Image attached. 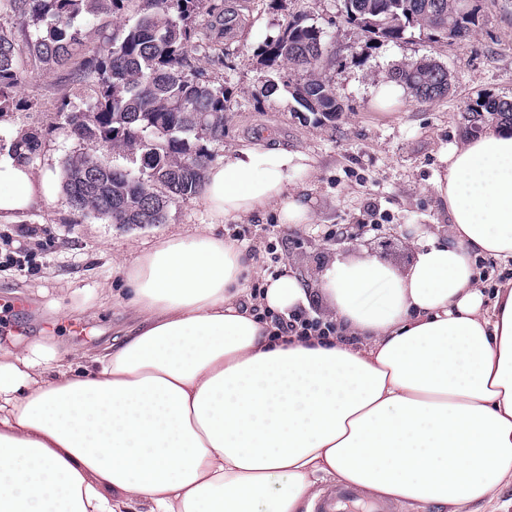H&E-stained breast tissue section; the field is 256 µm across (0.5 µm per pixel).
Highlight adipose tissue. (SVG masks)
Wrapping results in <instances>:
<instances>
[{
  "label": "adipose tissue",
  "mask_w": 512,
  "mask_h": 512,
  "mask_svg": "<svg viewBox=\"0 0 512 512\" xmlns=\"http://www.w3.org/2000/svg\"><path fill=\"white\" fill-rule=\"evenodd\" d=\"M442 237L398 269L369 253L246 286L237 242L173 235L127 262L135 324L103 352L0 351V512H312L331 479L382 503L497 512L512 482V126L443 148ZM299 151L250 144L205 175L213 223L308 224ZM55 186L0 157V221ZM326 304L338 335L273 339L254 307Z\"/></svg>",
  "instance_id": "obj_1"
}]
</instances>
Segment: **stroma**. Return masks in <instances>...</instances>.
I'll list each match as a JSON object with an SVG mask.
<instances>
[{"instance_id": "1", "label": "stroma", "mask_w": 512, "mask_h": 512, "mask_svg": "<svg viewBox=\"0 0 512 512\" xmlns=\"http://www.w3.org/2000/svg\"><path fill=\"white\" fill-rule=\"evenodd\" d=\"M473 2L478 24L462 43L435 42L415 32L401 43L373 46L344 20L340 0H255L237 52L222 57L200 52V67L232 92L224 141L210 146L214 159L271 135L313 161V173L297 181L312 199V223L281 224L272 210L246 220L251 233L245 245L257 269L267 270L271 247L281 264L311 284L320 266L364 250L402 268L414 257L406 241L409 227L440 234L447 222L433 192L440 148L468 136L466 109L477 97L512 99V0ZM300 14L313 18L338 49L330 77L344 110L333 123H314L312 115L296 111L285 92L259 94L264 69L256 47L277 35L285 19ZM425 57L448 67L449 95L432 103L408 96L397 108L377 109L376 89L390 71ZM65 93L79 106L90 90L71 84L63 69L33 73L20 90L24 108L0 121L6 139L40 136L33 167L59 187L41 208L0 222V235L37 226L53 238L36 271L0 266V327L11 332L0 347L44 344L63 357L112 345L133 324L121 298L122 262L133 252L175 234L203 230L221 236L226 230L211 223L196 199L171 207L164 224H110L73 212L60 187L63 162L81 144L55 125ZM345 224L364 230L337 242L336 231Z\"/></svg>"}]
</instances>
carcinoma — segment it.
Segmentation results:
<instances>
[{"label": "carcinoma", "mask_w": 512, "mask_h": 512, "mask_svg": "<svg viewBox=\"0 0 512 512\" xmlns=\"http://www.w3.org/2000/svg\"><path fill=\"white\" fill-rule=\"evenodd\" d=\"M254 0H0V119L20 107L16 95L27 76L67 69L94 95L74 109L61 97L57 116L69 121L86 149L64 166L68 206L109 224H164L171 206L202 189L213 155L202 142H224V113L232 93L197 65L207 47L241 42ZM347 23L371 43H401L417 29L433 41H463L476 26L469 0H342ZM139 4L135 21L112 40L85 50L84 21L121 17ZM208 16L202 29L192 24ZM265 68L262 93L282 89L316 122H334L343 111L327 67L336 45L308 16L289 19L281 33L258 47ZM391 78L418 101L446 97L448 68L430 58L397 66ZM470 129L487 118L512 121V101L479 97L468 105ZM30 164L41 143L17 137L0 151ZM133 155V172L101 157Z\"/></svg>", "instance_id": "cac0c4a2"}]
</instances>
